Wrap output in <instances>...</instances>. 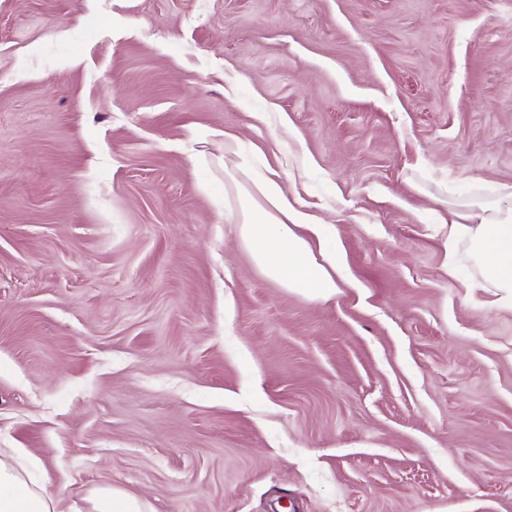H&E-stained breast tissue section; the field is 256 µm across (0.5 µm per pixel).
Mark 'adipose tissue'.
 I'll list each match as a JSON object with an SVG mask.
<instances>
[{
    "label": "adipose tissue",
    "mask_w": 512,
    "mask_h": 512,
    "mask_svg": "<svg viewBox=\"0 0 512 512\" xmlns=\"http://www.w3.org/2000/svg\"><path fill=\"white\" fill-rule=\"evenodd\" d=\"M224 178L239 191V238L254 263L287 291L315 301L335 296L344 276L341 252L329 225L297 208L280 182L260 175L237 154ZM491 202L464 205L448 226L449 265L466 257L496 304L512 309V184ZM18 449L0 448V512H55L46 490L16 465Z\"/></svg>",
    "instance_id": "ef3b65f1"
}]
</instances>
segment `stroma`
<instances>
[{
  "label": "stroma",
  "mask_w": 512,
  "mask_h": 512,
  "mask_svg": "<svg viewBox=\"0 0 512 512\" xmlns=\"http://www.w3.org/2000/svg\"><path fill=\"white\" fill-rule=\"evenodd\" d=\"M239 139L334 225L242 246ZM512 184V0H0V448L56 512H512V311L448 213ZM224 179L239 191V238L254 263L282 288L315 301L336 295L344 278L330 224L297 208L280 182L260 175L239 149L224 146ZM91 504L92 512H150L148 503L113 487L99 490Z\"/></svg>",
  "instance_id": "stroma-1"
}]
</instances>
